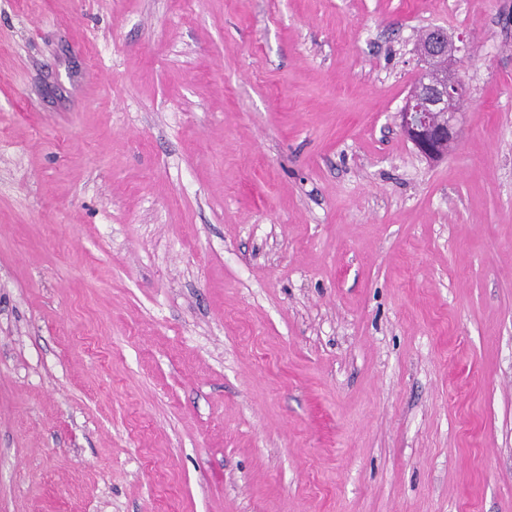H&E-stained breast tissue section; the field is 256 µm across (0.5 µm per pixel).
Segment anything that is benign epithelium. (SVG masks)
I'll return each instance as SVG.
<instances>
[{
  "label": "benign epithelium",
  "instance_id": "benign-epithelium-1",
  "mask_svg": "<svg viewBox=\"0 0 512 512\" xmlns=\"http://www.w3.org/2000/svg\"><path fill=\"white\" fill-rule=\"evenodd\" d=\"M426 36L427 41L417 48L423 67L398 117L402 134L417 153L429 161H437L448 155L447 147L457 139L459 114L464 111L463 102L469 94L453 73L435 78L437 61L458 51L447 30L433 28Z\"/></svg>",
  "mask_w": 512,
  "mask_h": 512
}]
</instances>
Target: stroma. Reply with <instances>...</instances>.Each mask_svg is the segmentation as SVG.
I'll return each instance as SVG.
<instances>
[{
	"mask_svg": "<svg viewBox=\"0 0 512 512\" xmlns=\"http://www.w3.org/2000/svg\"><path fill=\"white\" fill-rule=\"evenodd\" d=\"M0 512H512V0H0ZM425 35L417 54L423 67L412 84L405 104L398 113L402 134L417 153L429 161L445 158L459 133V114L464 111L468 90L454 74L445 72L435 80L437 61L448 56V64L458 47L448 38L444 28H433ZM452 54V55H451ZM443 116L437 121L436 114ZM448 145V152H447Z\"/></svg>",
	"mask_w": 512,
	"mask_h": 512,
	"instance_id": "1",
	"label": "stroma"
}]
</instances>
